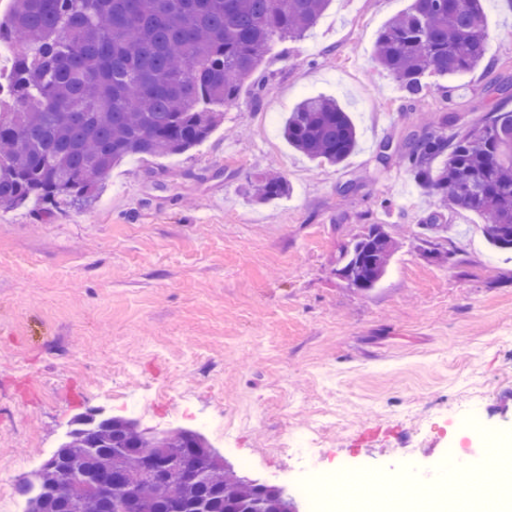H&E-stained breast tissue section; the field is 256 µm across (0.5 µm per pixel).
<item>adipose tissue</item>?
I'll return each instance as SVG.
<instances>
[{
  "label": "adipose tissue",
  "mask_w": 512,
  "mask_h": 512,
  "mask_svg": "<svg viewBox=\"0 0 512 512\" xmlns=\"http://www.w3.org/2000/svg\"><path fill=\"white\" fill-rule=\"evenodd\" d=\"M499 481L489 486L482 472L470 468L458 478L450 480L446 491L428 489L412 501L416 512H439L442 504H456L460 512H512V452L503 450L494 458Z\"/></svg>",
  "instance_id": "obj_1"
}]
</instances>
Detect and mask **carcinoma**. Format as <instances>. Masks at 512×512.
Listing matches in <instances>:
<instances>
[{
  "label": "carcinoma",
  "instance_id": "1",
  "mask_svg": "<svg viewBox=\"0 0 512 512\" xmlns=\"http://www.w3.org/2000/svg\"><path fill=\"white\" fill-rule=\"evenodd\" d=\"M330 0H12L0 42L15 56L0 84V205L92 204L112 168L131 155H177L205 141L224 107L248 86L262 89L260 65L272 47L299 39ZM410 96L429 79L492 66L482 0H412L380 31L372 56ZM438 117L441 131H409L401 150L378 153L383 167L403 162L432 198L428 230L453 207L483 218L487 241L512 249V111L474 124ZM294 150L339 165L358 145L348 112L331 97L301 100L282 127ZM286 178L262 173L255 197L288 195ZM397 249L382 224L339 247L336 259L357 288L371 290ZM195 459L201 476L160 482L143 457ZM194 430L144 435L130 419L79 418L32 477L19 484L25 512H289L271 486L215 462ZM112 488V500L95 488Z\"/></svg>",
  "mask_w": 512,
  "mask_h": 512
}]
</instances>
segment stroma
Masks as SVG:
<instances>
[{
    "label": "stroma",
    "instance_id": "1",
    "mask_svg": "<svg viewBox=\"0 0 512 512\" xmlns=\"http://www.w3.org/2000/svg\"><path fill=\"white\" fill-rule=\"evenodd\" d=\"M410 0H331L299 41L277 44L224 122L188 152L116 166L88 208L0 207V480L17 458L58 448L79 415H123L148 394L143 425L224 419L217 451L237 475L299 495L297 464L275 440L329 411L319 475L345 463L401 475L376 495L412 500L449 449L486 459L512 447V252L481 219L446 213L430 239L431 199L405 165L376 166L413 117L473 122L512 110V0H483L491 70L435 81L411 97L371 59ZM336 98L359 147L313 162L280 128L303 98ZM276 170L287 197L256 202ZM390 207H382V200ZM372 224L400 242L376 288L336 275L340 245ZM415 464L423 480L405 477Z\"/></svg>",
    "mask_w": 512,
    "mask_h": 512
}]
</instances>
